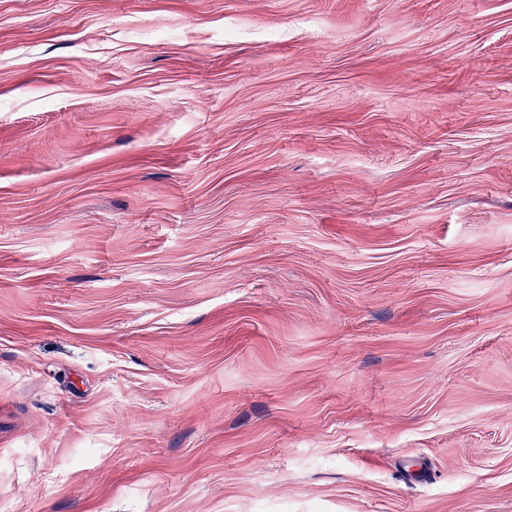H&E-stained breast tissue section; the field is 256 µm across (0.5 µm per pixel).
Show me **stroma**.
Returning a JSON list of instances; mask_svg holds the SVG:
<instances>
[{"mask_svg": "<svg viewBox=\"0 0 512 512\" xmlns=\"http://www.w3.org/2000/svg\"><path fill=\"white\" fill-rule=\"evenodd\" d=\"M0 512H512V0H0Z\"/></svg>", "mask_w": 512, "mask_h": 512, "instance_id": "35a3bbf8", "label": "stroma"}]
</instances>
